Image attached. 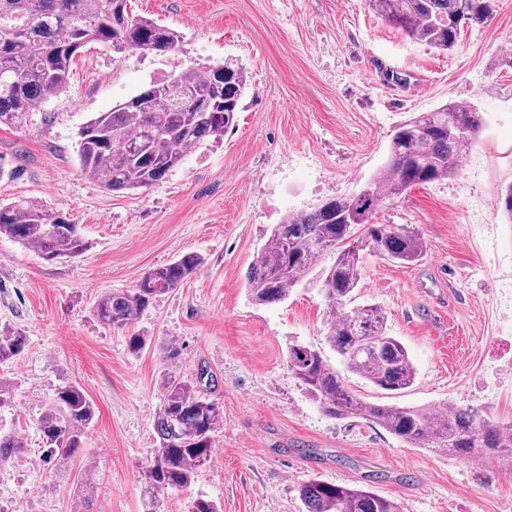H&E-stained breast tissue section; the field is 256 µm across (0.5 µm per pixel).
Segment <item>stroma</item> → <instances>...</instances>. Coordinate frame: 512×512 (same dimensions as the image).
I'll return each mask as SVG.
<instances>
[{
	"instance_id": "stroma-1",
	"label": "stroma",
	"mask_w": 512,
	"mask_h": 512,
	"mask_svg": "<svg viewBox=\"0 0 512 512\" xmlns=\"http://www.w3.org/2000/svg\"><path fill=\"white\" fill-rule=\"evenodd\" d=\"M135 14L183 35L167 57L90 45L68 88L18 126L0 124V203L19 197L61 210L89 242L75 260L47 261L0 237V328L28 337L0 366L13 409L0 421L29 452L0 464V512H146L140 467L158 437L163 381L217 379L224 419L215 451L189 488L161 494L153 512H188L197 496L219 512H301L300 484L367 488L404 512H512V464L463 461L401 443L379 425L334 420L292 377L288 350L324 347L329 314L320 258L286 301L254 305L247 274L268 230L289 212L359 189L387 161L395 126L449 103L475 105L484 124L459 173L418 185L381 209L425 243L400 264L368 253L359 302L373 301L408 348L414 385L392 396L356 379L378 405L471 407L512 422V223L496 207L512 183V0L463 28L455 51L409 38L367 0H133ZM238 59L248 86L234 130L188 149L148 189L112 193L78 164L81 127L149 81L192 63ZM194 251L187 282L135 322L151 343L128 350L123 330L101 326L98 299ZM178 363L162 360L168 343ZM79 385L96 417L81 455L56 469L36 420L59 385Z\"/></svg>"
}]
</instances>
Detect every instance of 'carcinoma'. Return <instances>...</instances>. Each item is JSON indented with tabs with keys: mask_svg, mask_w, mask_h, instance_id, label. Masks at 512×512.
I'll return each instance as SVG.
<instances>
[{
	"mask_svg": "<svg viewBox=\"0 0 512 512\" xmlns=\"http://www.w3.org/2000/svg\"><path fill=\"white\" fill-rule=\"evenodd\" d=\"M386 20L416 41L440 51L458 43L461 27L484 25L497 0H368ZM89 44L124 46L143 54L181 51L182 35L154 19L133 14L130 0H0V124L18 125L49 97L64 91L75 57ZM246 68L226 58L183 68L157 79L139 93L99 112L80 131L79 164L110 192L147 189L182 164L187 149L224 140L240 107L224 108L217 90L242 101ZM484 123L475 107L446 104L400 123L390 141L389 162L358 190L326 198L287 213L273 225L252 263L247 283L254 303L288 298L292 287L327 253L335 260L324 271L323 300L333 315L325 352L296 344L288 353L292 376L331 419L358 417L382 426L412 448H432L461 459L512 454V423L502 424L468 407L376 405L357 397L350 378L391 395L410 388L416 370L407 348L389 334L380 305L355 304L364 252L413 263L424 242L401 225L376 224L386 202L409 189L456 174L463 154ZM0 235L47 261L75 259L88 250L79 225L63 220L38 201L21 198L0 204ZM203 264L196 252L147 271L132 289L105 294L93 313L104 327L126 329L160 296L179 287ZM25 332H0V364L17 360ZM213 376L202 369L194 382L170 375L157 412L158 446L141 467L145 500L183 490L211 460L213 435L223 420L211 399ZM95 411L81 387L66 382L37 419L45 452L69 465L85 448ZM27 452L22 437L0 424V463ZM302 512H403L401 504L370 490L317 478L299 487Z\"/></svg>",
	"mask_w": 512,
	"mask_h": 512,
	"instance_id": "obj_1",
	"label": "carcinoma"
}]
</instances>
